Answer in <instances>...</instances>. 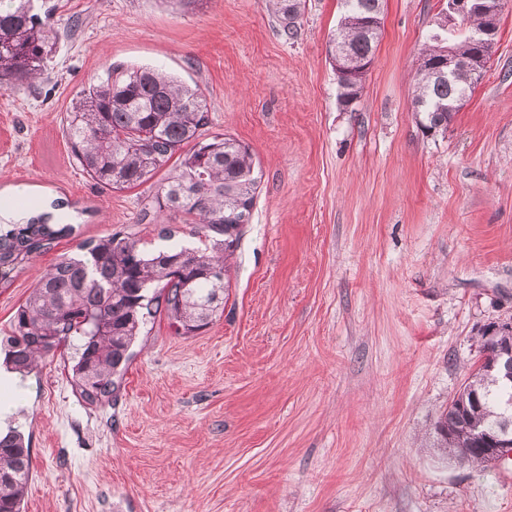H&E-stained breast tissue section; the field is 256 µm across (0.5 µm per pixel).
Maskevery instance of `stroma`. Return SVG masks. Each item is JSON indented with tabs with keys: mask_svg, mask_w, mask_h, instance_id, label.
Here are the masks:
<instances>
[{
	"mask_svg": "<svg viewBox=\"0 0 512 512\" xmlns=\"http://www.w3.org/2000/svg\"><path fill=\"white\" fill-rule=\"evenodd\" d=\"M448 0H386L360 99L337 101L328 40L340 0H303L297 39L267 0H34L59 32L30 85L0 90V206L52 205L78 230L0 284V336L78 244L136 234L147 187L111 191L73 160L77 93L108 65L201 89L209 132L260 178L224 312L193 336L147 327L112 405L86 407L66 358L14 373L5 421L28 435L23 512H512V461L437 451L435 422L512 317V0L489 68L447 130L410 97Z\"/></svg>",
	"mask_w": 512,
	"mask_h": 512,
	"instance_id": "1",
	"label": "stroma"
}]
</instances>
